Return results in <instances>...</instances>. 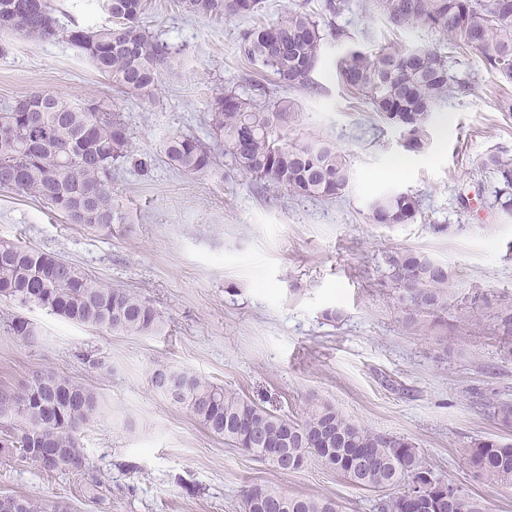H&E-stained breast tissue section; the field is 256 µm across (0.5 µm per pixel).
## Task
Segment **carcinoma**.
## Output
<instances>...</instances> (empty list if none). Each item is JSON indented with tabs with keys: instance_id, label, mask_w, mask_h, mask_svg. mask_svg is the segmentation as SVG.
<instances>
[{
	"instance_id": "obj_1",
	"label": "carcinoma",
	"mask_w": 512,
	"mask_h": 512,
	"mask_svg": "<svg viewBox=\"0 0 512 512\" xmlns=\"http://www.w3.org/2000/svg\"><path fill=\"white\" fill-rule=\"evenodd\" d=\"M187 14L206 18L251 17L262 0H175ZM152 0H102L105 22L96 26L59 25L52 0H0V39H61L78 49L93 67L123 92L152 96L175 55L157 42L147 25ZM373 7L397 28L416 24L440 33L450 44L473 50L485 65L512 80V0H373ZM324 44L323 28L308 11L245 30L239 53L245 62L271 72L280 87H314L311 74ZM344 85L365 96L374 112L394 122L405 147L421 152L434 106L452 96L446 57L435 48L384 49L369 56L354 53L339 68ZM298 113L281 98L266 104L249 93L221 92L208 113L210 136L224 144L234 169L254 180L271 181L301 197L332 200L344 195L350 169L343 151L329 138L290 137ZM132 143L125 124L111 109L78 104L54 93L36 91L0 110V188L40 199L73 224L105 228L112 224V167L129 157ZM166 164L183 174H205L217 165L211 148L193 134L178 133L160 147ZM498 176V203L512 211V159L492 155L483 162ZM419 212L417 197L401 192L373 199L370 224H405ZM389 277L412 325L431 319L444 326L448 312V266L423 252L388 256ZM0 299L35 303L71 322L122 335L154 330L159 316L139 294L112 288L83 273L57 254L20 241L0 240ZM499 330L512 336V303L496 313ZM11 333L23 340L37 335L33 324L15 316ZM176 377L171 390L160 380ZM151 384L174 405L186 408L210 434L253 456L275 463L288 451L301 461L304 446L328 449L322 464L354 486L380 490L429 484L432 472L406 438L373 432L346 418L329 403L310 406L301 421L271 413L237 393L173 365L159 364ZM64 393L63 401L52 396ZM99 399L92 389L52 371L41 372L16 391L0 389V449L44 472L42 449L60 455L58 470L83 473L87 459L79 430L96 416ZM499 425L512 428V400L493 407ZM469 466L486 481L512 490V443L477 439ZM20 512H68L59 504L42 507L25 497ZM244 512H338L331 499L289 495L269 486L243 491ZM441 512H482L463 494Z\"/></svg>"
}]
</instances>
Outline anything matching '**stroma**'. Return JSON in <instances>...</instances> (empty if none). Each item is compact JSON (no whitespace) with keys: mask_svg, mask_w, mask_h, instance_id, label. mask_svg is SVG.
<instances>
[{"mask_svg":"<svg viewBox=\"0 0 512 512\" xmlns=\"http://www.w3.org/2000/svg\"><path fill=\"white\" fill-rule=\"evenodd\" d=\"M325 2H264L270 17L302 9L323 27L312 92L278 87L244 62L238 44L251 19L190 17L169 0H152L149 25L179 64L147 101L111 85L67 43L8 39L0 108L42 90L103 102L119 112L134 152L112 182L109 228L70 223L42 201L0 190V239L57 253L140 294L160 322L126 336L0 300V387L18 390L51 370L93 388L100 401L81 431L87 471L46 473L16 457L0 462V496L60 501L71 512H243V490L269 485L332 498L340 512H381L388 492L356 488L317 460L285 474L210 435L152 388L154 366L166 363L295 420L311 403H331L371 431L407 438L436 477L462 486L484 512H512V490L468 464L476 439L512 441L491 409L512 398V337L496 322L499 306L512 302V211L496 206V179L481 166L493 154L512 158V112L500 106L512 100V82L426 26L392 27L370 0H347L337 16ZM424 47L446 56L456 91L435 106L426 149L412 152L398 126L344 86L339 64L355 51ZM255 84L266 101L295 102V138L327 137L344 151L351 181L341 198L294 196L242 177L226 156L204 175L163 161L168 136L207 139L215 93ZM387 192L417 196L416 218L368 223L369 202ZM403 250L452 274L447 343L405 323L385 263ZM329 311L335 319H326ZM15 315L34 325L36 340L8 330ZM87 354L96 367L84 363Z\"/></svg>","mask_w":512,"mask_h":512,"instance_id":"stroma-1","label":"stroma"}]
</instances>
